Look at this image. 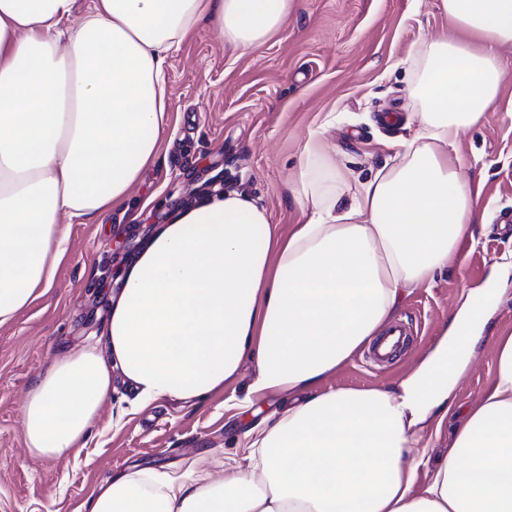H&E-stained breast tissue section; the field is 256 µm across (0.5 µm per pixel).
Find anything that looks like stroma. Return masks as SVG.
Instances as JSON below:
<instances>
[{
	"label": "stroma",
	"mask_w": 512,
	"mask_h": 512,
	"mask_svg": "<svg viewBox=\"0 0 512 512\" xmlns=\"http://www.w3.org/2000/svg\"><path fill=\"white\" fill-rule=\"evenodd\" d=\"M447 28L440 0H296L284 28L261 45L233 50L203 26L171 54L169 130L157 163L105 224L71 225L52 291L0 327V512H82L101 481L133 465L185 466L204 453L205 470L219 474L249 428L287 410L288 397L279 393L243 405L253 374L246 364L222 391L190 405L169 398L140 405L122 375L113 374L112 397L77 457L33 456L20 428L30 385L58 354L104 349L112 298L149 245V227L229 190L258 199L281 228L306 223L290 187L309 133L338 116L325 139L349 184L381 167L394 154L391 141L417 127L413 49ZM388 112L400 115L398 126L381 123ZM458 151L464 176L483 181L485 222L474 225L432 287L404 301L397 320L411 338L398 361L379 366L359 351L322 389L397 385L437 344L463 297L490 282L502 255L512 252V224L497 221L512 212V82ZM502 285L507 293L489 310L446 426L492 381L498 340L512 334V270Z\"/></svg>",
	"instance_id": "stroma-1"
}]
</instances>
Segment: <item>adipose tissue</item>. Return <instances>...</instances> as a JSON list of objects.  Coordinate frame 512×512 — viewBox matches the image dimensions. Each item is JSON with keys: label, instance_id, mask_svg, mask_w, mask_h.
Returning a JSON list of instances; mask_svg holds the SVG:
<instances>
[{"label": "adipose tissue", "instance_id": "ef3b65f1", "mask_svg": "<svg viewBox=\"0 0 512 512\" xmlns=\"http://www.w3.org/2000/svg\"><path fill=\"white\" fill-rule=\"evenodd\" d=\"M441 6L448 34L415 49L419 125L390 162L346 194L322 132H311L293 188L306 223L282 231L239 193L182 212L129 269L105 351H68L32 383L20 425L44 459L81 452L116 367L144 403L204 399L246 363L249 396H301L249 429L220 475L134 466L103 481L86 512H512V336L441 461L419 444L451 408L502 289L470 291L398 389L320 388L385 330L404 295L434 283L483 216L458 144L500 101L512 0ZM294 9L0 0V326L50 292L70 224L103 223L156 162L171 50L205 23L229 47L258 46Z\"/></svg>", "mask_w": 512, "mask_h": 512}]
</instances>
